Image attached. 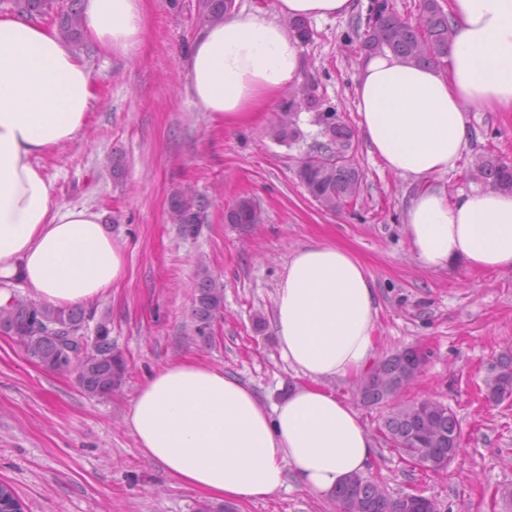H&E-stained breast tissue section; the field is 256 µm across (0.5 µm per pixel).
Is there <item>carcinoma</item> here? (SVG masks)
Masks as SVG:
<instances>
[{"mask_svg":"<svg viewBox=\"0 0 512 512\" xmlns=\"http://www.w3.org/2000/svg\"><path fill=\"white\" fill-rule=\"evenodd\" d=\"M235 0H198L197 19L202 24L224 18ZM15 10L31 17L52 20L63 39L75 46L83 41L81 0H13ZM421 19L412 24L395 10L392 0H370L365 18L355 28L363 30L361 49L366 54L385 49L422 64L442 62L446 57L453 27L437 0H422ZM297 40H313L306 20L290 21ZM314 111L313 122L321 127L323 140L315 143L301 161L297 177L309 196L326 211H342L353 203L361 188L363 174L355 161V133L332 107H323L313 84L294 91L276 121L271 137L281 143L300 138L296 109ZM475 179L493 188L512 191V166L489 153L479 158L472 171ZM204 199L183 193L172 201L173 223L186 231L201 223ZM261 210L248 194L238 197L224 214L226 224H258ZM224 310V290L217 287L209 270L200 269L193 300L195 332L202 338L211 334L213 322ZM83 307L57 308L14 291L0 305V334L12 338L38 366L57 374H71L86 395L110 398L124 378L126 360L112 341V322ZM96 321L94 351L80 357L72 353L69 336H83L89 322ZM407 350L380 359L362 378L358 387L361 402L368 407L387 408L381 432L398 449L410 448L430 468L456 454L460 437L457 417L447 406L431 400H397L409 375ZM493 401L506 389L512 390V356L502 355L484 380ZM340 512H408L406 498H390L381 488L360 474L349 477L333 493Z\"/></svg>","mask_w":512,"mask_h":512,"instance_id":"1","label":"carcinoma"}]
</instances>
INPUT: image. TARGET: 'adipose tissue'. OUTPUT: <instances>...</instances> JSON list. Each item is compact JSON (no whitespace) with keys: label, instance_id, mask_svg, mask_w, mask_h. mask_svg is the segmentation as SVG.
<instances>
[{"label":"adipose tissue","instance_id":"adipose-tissue-1","mask_svg":"<svg viewBox=\"0 0 512 512\" xmlns=\"http://www.w3.org/2000/svg\"><path fill=\"white\" fill-rule=\"evenodd\" d=\"M355 0H277L206 24L184 59L186 91L225 127L269 111L300 68L297 17L348 16ZM455 29L444 65L385 51L365 57L355 84L359 127L392 173L420 182L406 233L429 270L464 260L476 271L512 269V192L487 188L448 198L435 176L468 148L467 110L512 112V0H448ZM86 41L135 57L152 33L146 0H83ZM95 80L57 29L0 13V303L22 282L34 299L90 305L126 276L122 246L101 214L58 204L39 161L85 128ZM379 307L374 280L345 248L296 250L281 276L273 322L281 356L301 377L265 405L222 369L185 358L150 374L126 421L143 454L168 477L213 499L276 493L293 471L312 494L330 495L365 471L373 443L358 411L325 387L372 363Z\"/></svg>","mask_w":512,"mask_h":512}]
</instances>
